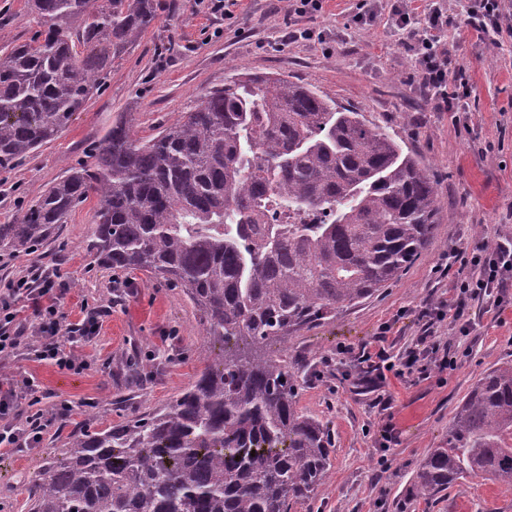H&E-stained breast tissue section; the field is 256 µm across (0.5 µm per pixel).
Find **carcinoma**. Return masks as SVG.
<instances>
[{"instance_id":"obj_1","label":"carcinoma","mask_w":512,"mask_h":512,"mask_svg":"<svg viewBox=\"0 0 512 512\" xmlns=\"http://www.w3.org/2000/svg\"><path fill=\"white\" fill-rule=\"evenodd\" d=\"M44 29L0 55V169L55 140L163 0H28ZM82 45L79 52L76 45ZM87 251L181 289L207 350L193 382L47 459L27 512H290L331 468L330 430L268 352L396 281L431 240L428 168L383 127L285 76L238 74L156 136L119 120L33 199L0 246L34 254L90 197ZM512 486V361L457 407L413 478L424 501L467 476Z\"/></svg>"}]
</instances>
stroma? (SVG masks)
<instances>
[{
	"label": "stroma",
	"mask_w": 512,
	"mask_h": 512,
	"mask_svg": "<svg viewBox=\"0 0 512 512\" xmlns=\"http://www.w3.org/2000/svg\"><path fill=\"white\" fill-rule=\"evenodd\" d=\"M112 65L54 141L0 170V224L13 223L25 204L78 164L119 120L141 139L155 136L209 88L223 85L224 69L277 73L323 91L345 108L386 127L429 169L440 200L439 222L428 245L400 279L330 320L298 330L283 347L302 377L300 408L332 430V468L319 494L291 512H512V487L480 477L457 481L438 503L415 497L412 480L430 449L448 439L456 406L488 370L512 360V306L503 313L471 301L472 335L459 338L447 323L436 338L456 357L442 370L423 359L403 373L409 351L424 335L422 313L448 296L451 273L467 274L478 244L512 236V0H502L501 46L479 40L464 7L440 0L448 17L450 59L463 67L475 91L465 114L437 111L419 89L414 56L385 21L370 28L353 17L362 0H327L322 14L300 17L288 0H235L230 13L213 0H176ZM313 28L325 44L292 42L289 31ZM26 0H0V50L38 30ZM96 202L77 208L41 251L22 255L0 247V287L23 275L64 284L70 321L83 307L101 312L99 328L72 353L91 362L73 373L17 354L0 360V379H34L39 404L53 423L36 448L0 450V503L25 512L29 480L68 435L90 423H116L168 404L193 381L202 342L198 316L178 288L145 275L98 266L86 250ZM392 368L374 392L352 389L362 350L379 336ZM139 363L132 386L122 365ZM391 403L382 410L380 400ZM70 406L60 416L61 406Z\"/></svg>",
	"instance_id": "1"
}]
</instances>
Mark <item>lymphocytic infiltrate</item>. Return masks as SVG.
I'll return each mask as SVG.
<instances>
[{"label": "lymphocytic infiltrate", "instance_id": "f902f5d3", "mask_svg": "<svg viewBox=\"0 0 512 512\" xmlns=\"http://www.w3.org/2000/svg\"><path fill=\"white\" fill-rule=\"evenodd\" d=\"M412 0H399L390 11V19L400 31L402 40L415 56L419 87L423 95L436 108L448 112H464L472 95V86L461 70L452 69L448 51L442 37L448 29V18L441 9L427 8L416 14ZM471 272L457 279L448 290L442 305L427 310L428 325L447 321L454 334L470 335L473 326L468 316L469 302L473 298L487 299L490 309L503 311L512 286V240L491 248L476 246L468 260ZM62 292L54 282L33 283L20 277L0 289V358L28 349L36 360L55 365L62 371L76 373L90 369V362L66 351L73 344L94 336L98 328L95 311H87L83 321L69 322L61 305ZM32 302L35 323L27 325L19 317L17 303L21 299ZM18 396L16 385L0 381V447H38L42 440L41 424L44 416L38 412L40 402L33 395L29 400L34 411L26 426H18L10 419V412Z\"/></svg>", "mask_w": 512, "mask_h": 512}]
</instances>
